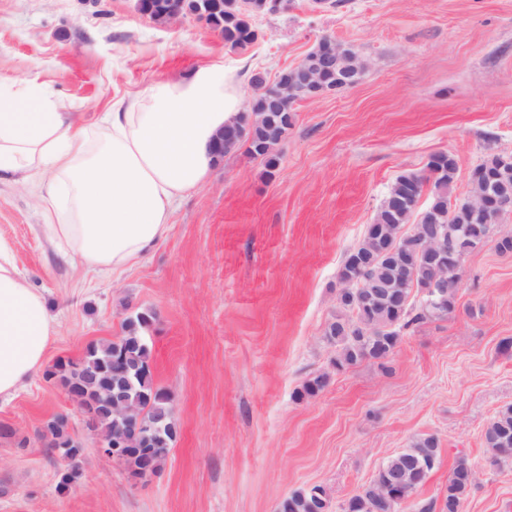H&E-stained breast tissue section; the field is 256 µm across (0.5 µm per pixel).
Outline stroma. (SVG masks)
<instances>
[{"label": "stroma", "mask_w": 512, "mask_h": 512, "mask_svg": "<svg viewBox=\"0 0 512 512\" xmlns=\"http://www.w3.org/2000/svg\"><path fill=\"white\" fill-rule=\"evenodd\" d=\"M255 43L233 50L205 20L161 24L136 0H0V81L39 86L79 126L156 79L214 65L269 78L321 38L352 45L361 80L295 103L278 166L240 149L179 201L171 229L122 274L66 262L40 229L35 194L0 183V237L57 317L45 363L78 359L114 340L131 314L155 385L171 397L179 432L157 475L125 466L85 434L62 387L37 374L0 399V512H279L303 486H323L330 512L421 435L441 459L400 512L441 500L458 456L477 479L461 512H512V463L484 464V431L512 406V253L486 246L463 262L455 312L407 331L388 370L331 366L323 338L337 311L339 271L396 177L430 155H455L451 198L472 189L486 155L512 154V0H288L255 16ZM324 373L314 397L303 384ZM68 415L84 434L79 476L41 439Z\"/></svg>", "instance_id": "1"}]
</instances>
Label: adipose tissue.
I'll return each instance as SVG.
<instances>
[{
    "label": "adipose tissue",
    "instance_id": "1",
    "mask_svg": "<svg viewBox=\"0 0 512 512\" xmlns=\"http://www.w3.org/2000/svg\"><path fill=\"white\" fill-rule=\"evenodd\" d=\"M240 108L238 81L215 66L152 81L92 131L37 86L0 83V182L33 185L63 258L116 274L164 240L175 203L205 183L215 137ZM56 332L45 295L0 238V397L39 372Z\"/></svg>",
    "mask_w": 512,
    "mask_h": 512
}]
</instances>
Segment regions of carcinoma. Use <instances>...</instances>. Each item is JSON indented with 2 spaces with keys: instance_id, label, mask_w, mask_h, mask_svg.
<instances>
[{
  "instance_id": "obj_1",
  "label": "carcinoma",
  "mask_w": 512,
  "mask_h": 512,
  "mask_svg": "<svg viewBox=\"0 0 512 512\" xmlns=\"http://www.w3.org/2000/svg\"><path fill=\"white\" fill-rule=\"evenodd\" d=\"M211 13L207 20L218 29L224 44L233 50L243 49L256 40L251 19L255 12L242 10L239 0H209ZM247 111L224 128V154L241 147L254 157L266 159L268 175H274L276 148L288 134L293 122V104H273L271 90L251 88ZM443 164L436 177L429 171H410L401 174L391 185L379 205L373 224L381 230L377 236L366 232L363 240L349 250L339 274L340 282L353 284V295L364 297V302H338L339 311L324 331L326 341L335 347L331 360L341 372L363 361L384 362L399 346L404 332L413 326L453 313L459 287L448 282V294L437 306L423 304L422 293L433 287L429 259L418 248L410 225L422 224L426 229L453 221L457 231L449 234V255L466 256L474 250L487 233L486 226L471 219L469 210L460 201H451L448 189L457 171L456 157L449 152L440 153ZM482 168L494 175L490 188L503 186L512 189V157L489 155ZM412 181L419 187L432 183L431 200L427 208L416 212L412 201L399 207L394 200L400 195V181ZM401 230L394 240V252L385 255L382 237ZM152 317L137 313L124 320L123 335L115 340L102 341L87 347L78 361L59 359L47 370L46 378L57 380L68 396L76 401L84 413L93 416L98 435L108 443L120 429V422L111 411L99 405L102 389L115 386L118 398L139 406L142 417L139 434L127 446L122 460L130 475L144 480L161 469L169 448L175 441L178 426L173 424L171 399L153 386L151 351L144 340L143 330ZM51 450L68 460L61 474L59 489L67 490L78 474L80 449L70 444L69 419L63 414L50 418ZM485 452L495 456L497 462L512 461V406L501 410L484 432ZM440 448L432 435L415 438L410 447L394 455L379 467L372 480L351 496L342 506V512H390L377 490L396 472L409 466L408 459L416 458L425 464L422 478L407 485L401 496L406 501L433 472L432 460L439 459ZM474 467L465 456L456 460L448 475V486L442 504L431 502L420 512H461V505L470 492ZM322 503L321 512H329L330 502L325 489L313 485L293 491L280 506V512H314L316 502Z\"/></svg>"
}]
</instances>
